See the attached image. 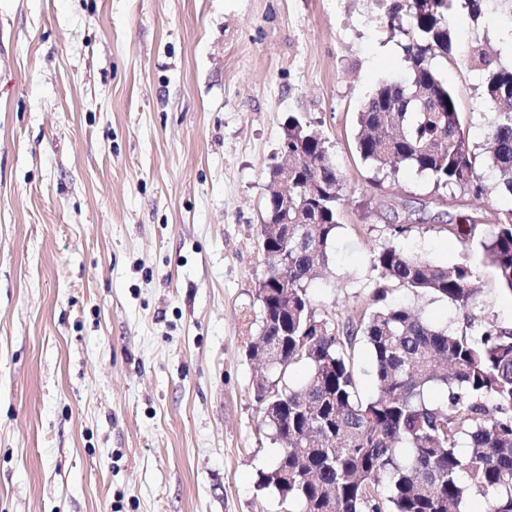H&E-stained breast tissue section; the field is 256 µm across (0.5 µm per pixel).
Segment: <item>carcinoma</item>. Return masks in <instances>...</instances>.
Segmentation results:
<instances>
[{"label":"carcinoma","mask_w":512,"mask_h":512,"mask_svg":"<svg viewBox=\"0 0 512 512\" xmlns=\"http://www.w3.org/2000/svg\"><path fill=\"white\" fill-rule=\"evenodd\" d=\"M453 0H406L407 80L381 83L357 117L355 148L380 173L406 163L435 189L487 195L476 173L454 97L433 61L456 53ZM463 60L486 74L485 99L497 109L487 150L499 191L512 197V67L479 45ZM288 223L268 179L259 242L268 268L258 300L259 334L248 355L265 370L255 396L273 439L283 444L261 473L286 512H465L472 495L486 512H512V328L478 320L469 306L479 272L465 253L448 266L406 254L390 243L371 255L379 282L445 298L463 311L461 326L438 327L404 305H387L359 320L319 313L309 284L329 269L340 227L344 184L322 134L293 117L288 122ZM466 245L495 269L512 293V206ZM369 352L376 392L360 395L355 348ZM303 363L306 381L290 387V368Z\"/></svg>","instance_id":"1"}]
</instances>
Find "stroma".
<instances>
[{
    "label": "stroma",
    "instance_id": "obj_1",
    "mask_svg": "<svg viewBox=\"0 0 512 512\" xmlns=\"http://www.w3.org/2000/svg\"><path fill=\"white\" fill-rule=\"evenodd\" d=\"M395 0H0V512H283L260 472L281 445L261 418L259 230L290 118L327 140L346 187L319 309L360 318L396 238L439 265L461 215L504 200L434 193L405 165L384 193L357 117L407 74ZM512 0L459 13L457 43L505 67ZM475 169L496 172L482 75L435 62ZM388 303L456 327L451 302ZM474 312L512 327V293L481 266Z\"/></svg>",
    "mask_w": 512,
    "mask_h": 512
}]
</instances>
